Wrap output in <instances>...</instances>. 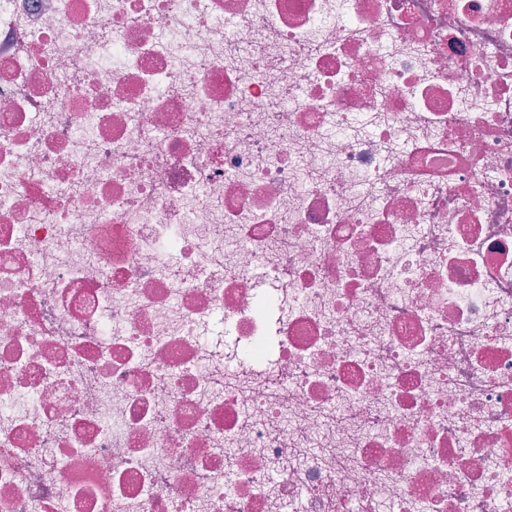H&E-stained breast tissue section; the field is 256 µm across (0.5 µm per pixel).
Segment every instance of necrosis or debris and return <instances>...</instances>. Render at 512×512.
<instances>
[{"label":"necrosis or debris","mask_w":512,"mask_h":512,"mask_svg":"<svg viewBox=\"0 0 512 512\" xmlns=\"http://www.w3.org/2000/svg\"><path fill=\"white\" fill-rule=\"evenodd\" d=\"M382 499L512 512V0H0V512Z\"/></svg>","instance_id":"obj_1"}]
</instances>
